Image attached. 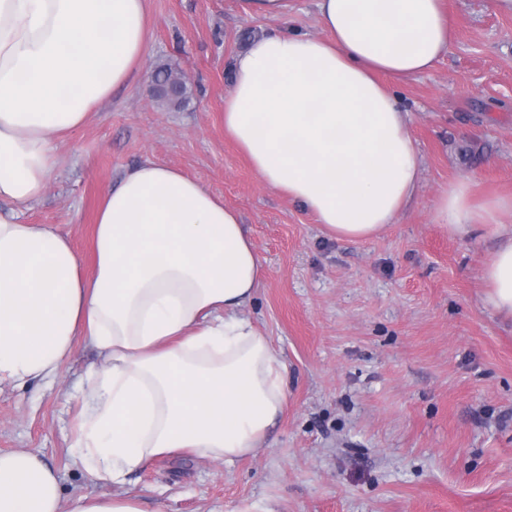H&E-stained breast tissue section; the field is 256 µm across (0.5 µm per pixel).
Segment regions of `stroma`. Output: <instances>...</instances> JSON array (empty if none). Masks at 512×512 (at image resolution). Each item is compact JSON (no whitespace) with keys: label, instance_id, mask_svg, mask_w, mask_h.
Returning a JSON list of instances; mask_svg holds the SVG:
<instances>
[{"label":"stroma","instance_id":"stroma-1","mask_svg":"<svg viewBox=\"0 0 512 512\" xmlns=\"http://www.w3.org/2000/svg\"><path fill=\"white\" fill-rule=\"evenodd\" d=\"M454 40L398 88L422 158L396 224L339 242L264 187L224 134L231 59L279 26L244 0H150L138 76L55 140L58 163L29 224L69 234L83 264L102 189L150 158L198 178L236 209L263 267L243 310L288 364L287 402L266 447L227 466L161 456L124 486L145 512H512V318L486 306L491 240L433 224L437 192L471 177L512 192V15L446 0ZM185 101L157 97L161 65ZM99 365L78 342L56 381L0 390V452L28 449L59 472L63 498L111 494L73 464L81 395Z\"/></svg>","mask_w":512,"mask_h":512}]
</instances>
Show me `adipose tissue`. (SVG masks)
Wrapping results in <instances>:
<instances>
[{"mask_svg": "<svg viewBox=\"0 0 512 512\" xmlns=\"http://www.w3.org/2000/svg\"><path fill=\"white\" fill-rule=\"evenodd\" d=\"M280 21L232 62L224 133L263 184L340 241H365L419 188L411 115L389 84L429 72L452 45L444 0H316L322 35L287 27L288 0H248ZM148 0H0V386L57 375L77 338L102 365L88 383L75 460L122 485L157 456L227 464L266 442L288 366L238 314L262 265L240 214L178 169L147 159L101 194L92 274L68 235L27 224L53 141L83 127L141 70ZM440 189L433 220L491 239L488 307L512 316V194ZM0 512H142L138 497L61 496L32 451L0 454Z\"/></svg>", "mask_w": 512, "mask_h": 512, "instance_id": "ef3b65f1", "label": "adipose tissue"}]
</instances>
